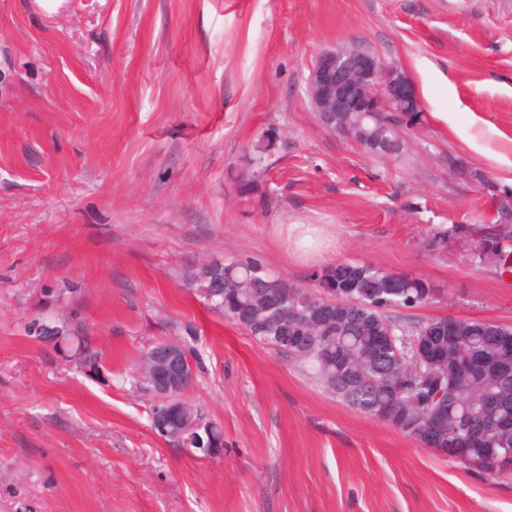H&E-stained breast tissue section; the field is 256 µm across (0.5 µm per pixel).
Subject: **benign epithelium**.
I'll return each instance as SVG.
<instances>
[{
    "label": "benign epithelium",
    "instance_id": "benign-epithelium-1",
    "mask_svg": "<svg viewBox=\"0 0 512 512\" xmlns=\"http://www.w3.org/2000/svg\"><path fill=\"white\" fill-rule=\"evenodd\" d=\"M308 95L326 127L369 153L375 146L354 137L343 126L345 114L390 112L405 116L418 112L412 129L423 121L420 97L408 77L397 66L358 48L320 52L309 78ZM139 372L151 379L161 397L163 408L153 418L154 430L193 454L210 457L223 451L218 426L199 417L185 399L194 374L180 342L167 340L154 345L143 356Z\"/></svg>",
    "mask_w": 512,
    "mask_h": 512
}]
</instances>
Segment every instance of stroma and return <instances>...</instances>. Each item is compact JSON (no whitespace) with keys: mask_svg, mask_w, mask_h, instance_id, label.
<instances>
[{"mask_svg":"<svg viewBox=\"0 0 512 512\" xmlns=\"http://www.w3.org/2000/svg\"><path fill=\"white\" fill-rule=\"evenodd\" d=\"M352 47L421 98L404 158L313 110L316 56ZM506 191L512 0H0V512H512V473L351 408L187 280L255 259L313 290L286 227L318 224L335 261L434 286L401 322L512 326V275L457 248ZM35 320L64 333L30 336ZM169 338L198 363L187 397L223 427L220 455L151 427L159 398L135 379Z\"/></svg>","mask_w":512,"mask_h":512,"instance_id":"1","label":"stroma"}]
</instances>
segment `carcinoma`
I'll use <instances>...</instances> for the list:
<instances>
[{
	"label": "carcinoma",
	"instance_id": "carcinoma-1",
	"mask_svg": "<svg viewBox=\"0 0 512 512\" xmlns=\"http://www.w3.org/2000/svg\"><path fill=\"white\" fill-rule=\"evenodd\" d=\"M396 118L381 112L362 117L353 112L348 127L369 135L384 128L387 140L373 156L398 159L406 154L390 124ZM512 228L501 224L494 232L478 237V251L471 259L507 265L504 242ZM318 296L335 302L336 321L324 331L311 328V314L288 319L289 305L308 296L304 289L273 274L255 260L208 262L190 275V283L206 303L224 313V319L242 328L259 342L285 350L306 362L324 386L361 413L405 429L416 437L406 415L423 407L424 399L439 389L445 392L431 401L433 416L446 431L444 447L454 449L459 462L475 459L484 448H511L512 429V326L484 319L439 318L408 326L393 312L418 307L432 299L435 289L409 273H390L368 263L338 262L314 273ZM392 334L410 342L430 340L446 355L440 371L441 385L426 380L425 369L404 346L375 351L378 337Z\"/></svg>",
	"mask_w": 512,
	"mask_h": 512
}]
</instances>
